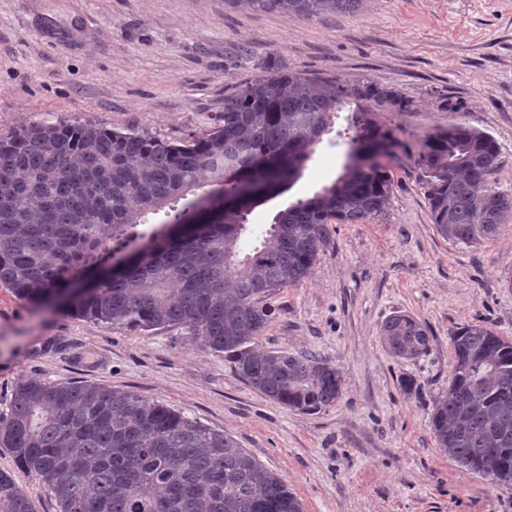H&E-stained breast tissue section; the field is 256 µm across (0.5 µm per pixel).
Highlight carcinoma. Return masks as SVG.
<instances>
[{
    "label": "carcinoma",
    "mask_w": 512,
    "mask_h": 512,
    "mask_svg": "<svg viewBox=\"0 0 512 512\" xmlns=\"http://www.w3.org/2000/svg\"><path fill=\"white\" fill-rule=\"evenodd\" d=\"M303 19L358 10L363 0H239ZM224 96L211 130L179 143L92 124H32L0 136V285L38 309L117 329L183 327L223 353L251 388L294 411L341 395L340 371L313 355L266 350L268 299L311 275L331 224L386 216L399 143L370 103L403 111L398 93L334 79L312 82L278 63ZM351 108V151L330 186L279 211L260 245L244 250L248 215L271 189L300 176L336 113ZM438 234L474 246L512 221V195L491 188L496 140L464 124L427 135L418 156ZM209 187L200 195L195 191ZM194 199L188 200L186 196ZM164 213L163 228L135 229ZM145 251L93 291L59 301L82 270L126 244ZM381 335L397 358L430 350L407 315ZM448 394L431 428L460 466L512 488V342L483 325L450 337ZM0 448L54 494L59 512H303L297 495L229 434L135 392L85 383H20L0 414ZM0 512H33L0 472Z\"/></svg>",
    "instance_id": "carcinoma-1"
}]
</instances>
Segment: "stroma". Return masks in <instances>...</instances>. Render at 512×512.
I'll return each mask as SVG.
<instances>
[{
	"mask_svg": "<svg viewBox=\"0 0 512 512\" xmlns=\"http://www.w3.org/2000/svg\"><path fill=\"white\" fill-rule=\"evenodd\" d=\"M274 60L408 103L373 115L406 148L387 217L331 225L310 278L271 298L276 315L260 338L336 366L340 398L316 413L290 410L184 329L119 330L36 308L0 285V412L28 379L109 385L232 435L286 480L304 512H512V489L449 459L430 427L448 391L452 332L482 324L512 341V226L475 247L443 239L415 164L429 133L463 123L495 138L491 186L512 195V0H367L309 20L231 0H0V135L67 122L179 142L209 131L225 95ZM347 127L339 113L297 182L253 208L252 238L342 173ZM396 315L427 324L428 355L387 351L381 327ZM0 471L34 512H58L3 448Z\"/></svg>",
	"mask_w": 512,
	"mask_h": 512,
	"instance_id": "1",
	"label": "stroma"
}]
</instances>
